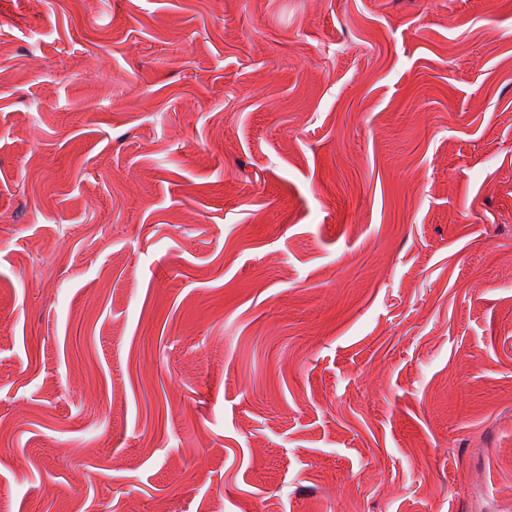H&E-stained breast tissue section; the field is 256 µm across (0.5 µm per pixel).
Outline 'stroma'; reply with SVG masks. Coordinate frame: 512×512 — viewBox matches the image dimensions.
<instances>
[{
	"instance_id": "obj_1",
	"label": "stroma",
	"mask_w": 512,
	"mask_h": 512,
	"mask_svg": "<svg viewBox=\"0 0 512 512\" xmlns=\"http://www.w3.org/2000/svg\"><path fill=\"white\" fill-rule=\"evenodd\" d=\"M0 512H512V0H0Z\"/></svg>"
}]
</instances>
